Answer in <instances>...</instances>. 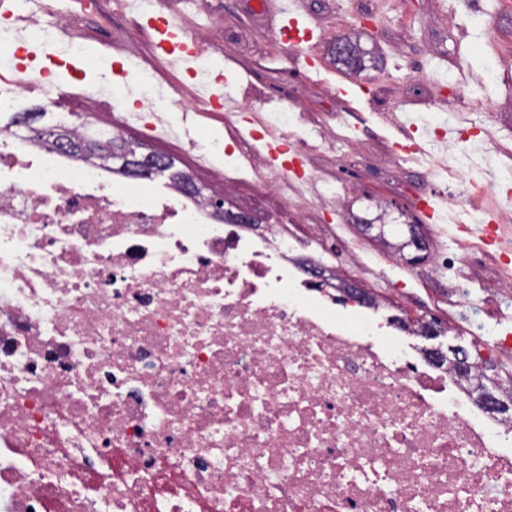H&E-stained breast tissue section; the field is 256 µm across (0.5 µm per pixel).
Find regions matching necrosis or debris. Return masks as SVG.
I'll list each match as a JSON object with an SVG mask.
<instances>
[{"label": "necrosis or debris", "mask_w": 512, "mask_h": 512, "mask_svg": "<svg viewBox=\"0 0 512 512\" xmlns=\"http://www.w3.org/2000/svg\"><path fill=\"white\" fill-rule=\"evenodd\" d=\"M24 2L33 41L83 52L80 0ZM12 17L0 111L30 90ZM20 139L0 127V512H512V421L307 278L276 225Z\"/></svg>", "instance_id": "necrosis-or-debris-1"}]
</instances>
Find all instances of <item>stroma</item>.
<instances>
[{
	"label": "stroma",
	"instance_id": "stroma-1",
	"mask_svg": "<svg viewBox=\"0 0 512 512\" xmlns=\"http://www.w3.org/2000/svg\"><path fill=\"white\" fill-rule=\"evenodd\" d=\"M279 2L186 0L173 23L183 44L199 42L223 60L204 78L210 84L222 76L236 104L194 119L200 132L225 140L223 157L201 154L164 125L136 120L140 99L117 93L82 59L72 68L82 81L65 69L50 78L68 102L55 121L110 127L173 158L226 207L279 225L307 249L337 246L348 254L336 268L339 279L375 293L387 314L436 321L445 342L481 349L501 379H512V352L500 343L512 335V293L498 286L504 260L495 247L480 246L467 216L444 202L439 175H427L405 152L416 141L432 159L451 164L462 145L457 130L473 125L481 130L474 150L496 167L512 166V0H304L315 29L294 46L269 24ZM72 22L88 48L137 47L141 69L161 89L183 80L182 69L158 67L155 33L134 15L114 14L112 0H88ZM339 33L371 51L364 68L337 63ZM406 109L419 124L403 134ZM276 110L312 142L303 169L316 204L301 219L276 190L240 174L244 154L269 155V140L252 133ZM424 200L435 217L421 210ZM383 211L390 223L421 225L428 242L422 261L395 256L394 234L380 241L359 233L362 220Z\"/></svg>",
	"mask_w": 512,
	"mask_h": 512
}]
</instances>
